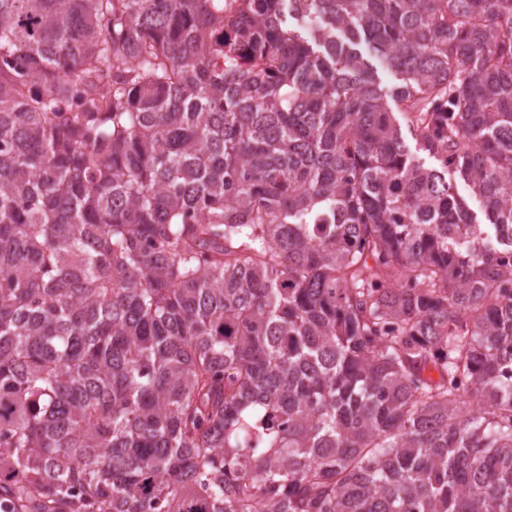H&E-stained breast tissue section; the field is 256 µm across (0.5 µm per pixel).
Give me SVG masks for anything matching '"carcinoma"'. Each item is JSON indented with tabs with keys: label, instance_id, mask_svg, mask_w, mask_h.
Here are the masks:
<instances>
[{
	"label": "carcinoma",
	"instance_id": "obj_1",
	"mask_svg": "<svg viewBox=\"0 0 512 512\" xmlns=\"http://www.w3.org/2000/svg\"><path fill=\"white\" fill-rule=\"evenodd\" d=\"M0 512H512V0H0Z\"/></svg>",
	"mask_w": 512,
	"mask_h": 512
}]
</instances>
